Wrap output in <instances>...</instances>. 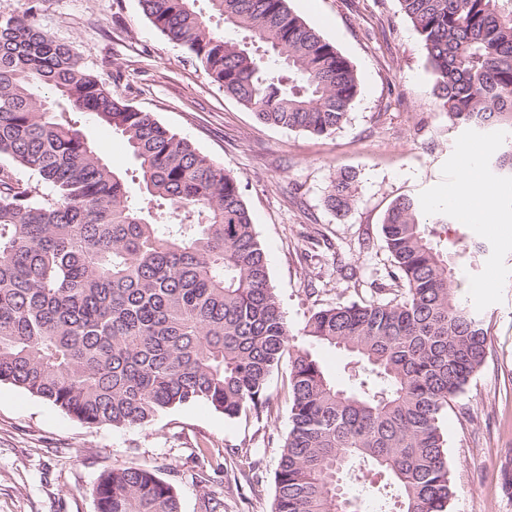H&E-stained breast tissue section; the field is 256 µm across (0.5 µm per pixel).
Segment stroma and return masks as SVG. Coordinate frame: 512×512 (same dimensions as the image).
I'll use <instances>...</instances> for the list:
<instances>
[{
	"mask_svg": "<svg viewBox=\"0 0 512 512\" xmlns=\"http://www.w3.org/2000/svg\"><path fill=\"white\" fill-rule=\"evenodd\" d=\"M291 9L355 66L359 95L328 137L261 123L211 82L186 51L143 15L139 0H0L69 43L114 96L157 119L240 181L292 332L313 309L392 299L381 234L397 198L424 212L477 158L479 189L494 192L501 232L451 224L469 240L450 254L463 292L491 339L486 360L441 418L455 488L450 512H512V175L494 173L492 136L452 124L436 104L425 46L399 0H289ZM75 119L115 170L135 161L122 138L86 113ZM357 176V202L336 217L325 198L340 172ZM288 362L271 375L262 416L224 417L207 404L174 408L143 427H91L51 403L0 384V512H97L95 482L115 466H147L171 484L180 512H272L281 446L290 428Z\"/></svg>",
	"mask_w": 512,
	"mask_h": 512,
	"instance_id": "1",
	"label": "stroma"
}]
</instances>
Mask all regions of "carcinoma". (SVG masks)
Wrapping results in <instances>:
<instances>
[{"label": "carcinoma", "mask_w": 512, "mask_h": 512, "mask_svg": "<svg viewBox=\"0 0 512 512\" xmlns=\"http://www.w3.org/2000/svg\"><path fill=\"white\" fill-rule=\"evenodd\" d=\"M139 0L224 93L261 122L330 136L359 94L351 61L289 0ZM421 37L433 95L448 120L506 134L495 166L512 173V0H399ZM0 11V383L92 426H144L205 402L224 417L269 408L268 379L290 360L291 428L275 473V512H449L454 487L439 419L483 366L479 314L448 249L422 217L392 203L381 224L400 299L320 307L295 343L270 285L240 182L150 112L112 95L72 47L34 20ZM48 89L56 101L37 94ZM87 112L120 135L138 192L63 118ZM34 179H14L12 169ZM336 216L352 181L331 182ZM348 358L341 385L317 352ZM98 512H179L173 487L147 466L114 467L95 485Z\"/></svg>", "instance_id": "obj_1"}]
</instances>
